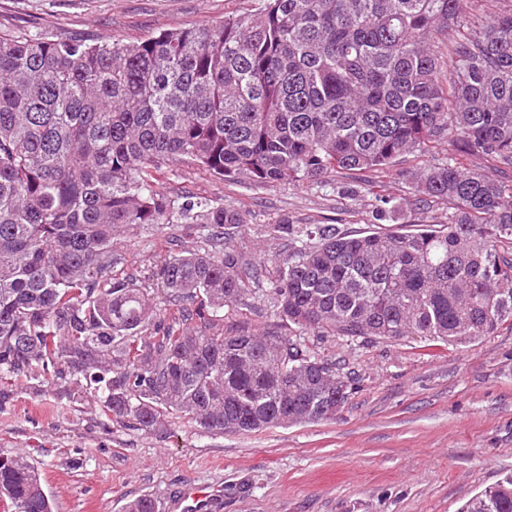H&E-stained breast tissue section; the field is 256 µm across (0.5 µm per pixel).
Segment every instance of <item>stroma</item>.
Listing matches in <instances>:
<instances>
[{
  "instance_id": "1",
  "label": "stroma",
  "mask_w": 512,
  "mask_h": 512,
  "mask_svg": "<svg viewBox=\"0 0 512 512\" xmlns=\"http://www.w3.org/2000/svg\"><path fill=\"white\" fill-rule=\"evenodd\" d=\"M263 0H0V36L50 33L93 43L132 42L163 29L219 23L259 11ZM160 188L190 192L240 211L224 245L259 262V280L224 311V332L287 333L266 294L275 260L288 255L276 224H333L373 230L381 196L408 189L370 173L341 171L300 184L223 182L181 160L162 169ZM206 241L188 224L141 226L118 236L121 271L157 308L171 310L157 265ZM317 358L355 376L348 403L329 421L250 434L212 435L176 425L145 433L106 418L88 397L21 380L0 406V455H29L54 512H125L154 498L183 512L188 483L223 488L219 512H458L512 472V321L465 347L410 336L358 342L305 335Z\"/></svg>"
}]
</instances>
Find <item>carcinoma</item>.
Masks as SVG:
<instances>
[{
    "label": "carcinoma",
    "instance_id": "carcinoma-1",
    "mask_svg": "<svg viewBox=\"0 0 512 512\" xmlns=\"http://www.w3.org/2000/svg\"><path fill=\"white\" fill-rule=\"evenodd\" d=\"M264 0L259 12L134 43L0 36V402L40 379L80 391L144 432L214 435L327 421L354 381L300 337L224 335V308L260 268L224 250L240 213L155 188L190 159L221 180L300 183L340 170L454 206L446 224L349 235L277 230L271 304L302 330L352 341L424 336L465 345L512 319V0ZM446 40L448 55L435 51ZM452 147L445 163L398 168ZM403 207L382 197L375 221ZM198 224L210 249L166 259L158 313L116 271L133 226ZM0 501L52 512L27 457L0 456ZM460 512H512V475Z\"/></svg>",
    "mask_w": 512,
    "mask_h": 512
}]
</instances>
